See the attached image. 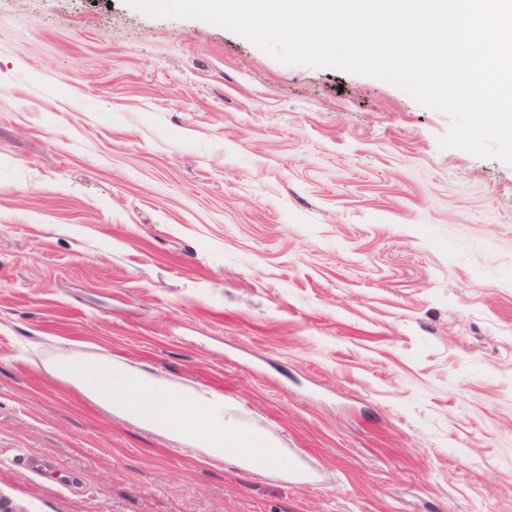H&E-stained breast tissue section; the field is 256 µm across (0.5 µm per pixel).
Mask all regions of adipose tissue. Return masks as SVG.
<instances>
[{"label":"adipose tissue","mask_w":512,"mask_h":512,"mask_svg":"<svg viewBox=\"0 0 512 512\" xmlns=\"http://www.w3.org/2000/svg\"><path fill=\"white\" fill-rule=\"evenodd\" d=\"M41 369L65 378L78 392L114 413L149 425L169 439L202 442L207 456H237L249 465L250 448H274L278 442L261 431H245L225 411L222 397L135 369L123 360L57 354L42 359Z\"/></svg>","instance_id":"ef3b65f1"}]
</instances>
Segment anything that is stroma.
Returning a JSON list of instances; mask_svg holds the SVG:
<instances>
[{"label":"stroma","mask_w":512,"mask_h":512,"mask_svg":"<svg viewBox=\"0 0 512 512\" xmlns=\"http://www.w3.org/2000/svg\"><path fill=\"white\" fill-rule=\"evenodd\" d=\"M449 126L200 19L0 0V512H512V164ZM72 352L222 395L303 475L36 368Z\"/></svg>","instance_id":"35a3bbf8"}]
</instances>
